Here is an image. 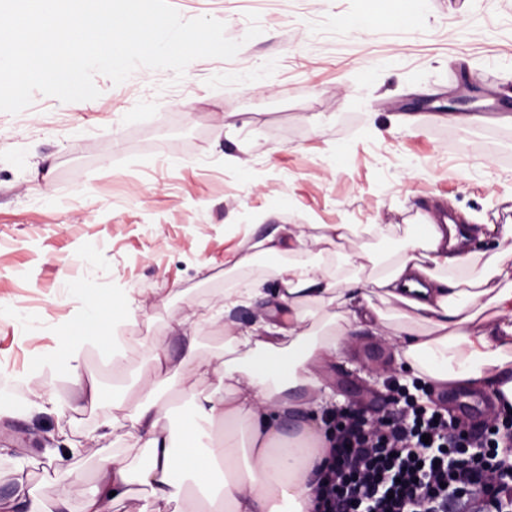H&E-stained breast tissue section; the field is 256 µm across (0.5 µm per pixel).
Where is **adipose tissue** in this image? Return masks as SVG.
<instances>
[{"label":"adipose tissue","instance_id":"adipose-tissue-1","mask_svg":"<svg viewBox=\"0 0 512 512\" xmlns=\"http://www.w3.org/2000/svg\"><path fill=\"white\" fill-rule=\"evenodd\" d=\"M364 231L377 240V261L389 263L383 274L368 279L334 277L321 262L278 264L282 249L305 248L303 235L284 248L272 236L257 242L282 283L278 300L288 311L287 322L228 330L235 349L255 355L251 366L235 359H183L185 373L211 381L213 388L192 396L181 448H174L161 426L167 406L129 408L113 398L112 428L137 434L145 456L135 469L121 456L102 459L100 483L86 496L84 512H108L111 503L129 495L134 481L149 491L150 505L142 512H165L169 503L186 499L188 481L200 492L204 512H307L309 478L325 444L321 416L333 407L323 370L355 355L367 336L391 345L394 363L429 385L481 390L493 397L495 409L512 407V224H470L463 230L454 223L418 224L399 251L391 225L369 224ZM475 241L492 245L489 257L472 249ZM477 262L482 271L469 280L446 275ZM85 295L78 321L57 329L42 371L72 367L86 345L107 344V323L141 306L131 296L103 294L91 281ZM378 297L397 302L399 315L382 313L374 303ZM333 302L344 309L343 325L306 344L312 319ZM223 421L245 427L246 462L215 432ZM202 448L207 457L199 456Z\"/></svg>","mask_w":512,"mask_h":512}]
</instances>
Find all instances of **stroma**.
I'll use <instances>...</instances> for the list:
<instances>
[{
  "mask_svg": "<svg viewBox=\"0 0 512 512\" xmlns=\"http://www.w3.org/2000/svg\"><path fill=\"white\" fill-rule=\"evenodd\" d=\"M187 19L211 16L241 48L229 60L191 62L180 84L168 70L132 74L121 84L98 74L97 99L64 103L40 93L17 114L0 112V380L25 388L15 412L0 415V502L48 483L67 489L70 512L99 479L102 458L135 457L140 443L112 430V399L162 401L155 349L169 357L171 385L209 390L179 363L229 353L216 309L226 287L252 284L263 296L232 313L238 328L270 319L281 284L254 245L288 238L301 225L392 224L406 244L433 208L486 224L512 221V121L482 112L512 94V67L471 92L467 71L493 57L512 59V0H424L419 29L395 34L394 0H170ZM262 32L246 39L248 13ZM375 23L354 30L358 16ZM269 69L249 89L241 72ZM457 98L447 110L448 98ZM151 113L134 123V111ZM92 260H85L86 246ZM376 241L353 235L322 251L331 273L350 275L364 256L369 276ZM253 258L254 273L225 274L224 255ZM145 306L117 321L124 362L87 347L79 376L46 381L40 357L55 327L77 321L85 281ZM40 316L37 328L20 312ZM361 356L330 365L335 407L388 406L386 379L400 377L389 350L364 339ZM97 383L96 403L80 389ZM52 393L61 411L34 412V393Z\"/></svg>",
  "mask_w": 512,
  "mask_h": 512,
  "instance_id": "35a3bbf8",
  "label": "stroma"
}]
</instances>
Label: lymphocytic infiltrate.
Returning <instances> with one entry per match:
<instances>
[{"label": "lymphocytic infiltrate", "instance_id": "1", "mask_svg": "<svg viewBox=\"0 0 512 512\" xmlns=\"http://www.w3.org/2000/svg\"><path fill=\"white\" fill-rule=\"evenodd\" d=\"M391 404L376 437L362 413L329 414L311 512H512V417L491 431L406 391Z\"/></svg>", "mask_w": 512, "mask_h": 512}]
</instances>
